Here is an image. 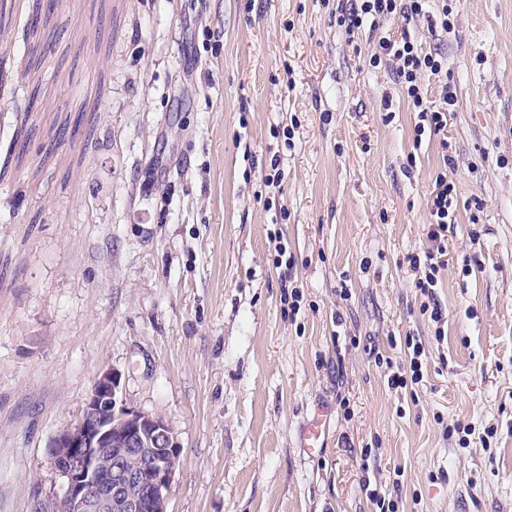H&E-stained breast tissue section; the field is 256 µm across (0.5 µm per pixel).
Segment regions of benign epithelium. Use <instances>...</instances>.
I'll use <instances>...</instances> for the list:
<instances>
[{
    "mask_svg": "<svg viewBox=\"0 0 512 512\" xmlns=\"http://www.w3.org/2000/svg\"><path fill=\"white\" fill-rule=\"evenodd\" d=\"M121 374L102 373L80 417L49 444L50 464L63 478L61 512H167L179 448L160 417L119 398ZM135 457L138 465L124 460ZM134 486L136 495L124 494Z\"/></svg>",
    "mask_w": 512,
    "mask_h": 512,
    "instance_id": "1",
    "label": "benign epithelium"
}]
</instances>
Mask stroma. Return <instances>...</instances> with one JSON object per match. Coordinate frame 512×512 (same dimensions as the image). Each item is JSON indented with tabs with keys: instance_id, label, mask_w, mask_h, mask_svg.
<instances>
[{
	"instance_id": "35a3bbf8",
	"label": "stroma",
	"mask_w": 512,
	"mask_h": 512,
	"mask_svg": "<svg viewBox=\"0 0 512 512\" xmlns=\"http://www.w3.org/2000/svg\"><path fill=\"white\" fill-rule=\"evenodd\" d=\"M32 3L0 0V161L29 131L0 181V512L60 496L49 442L112 369L174 433L170 512H375L369 487L390 512H512V0H430L355 36L336 0H53L31 68ZM404 37L448 60L438 134L369 64ZM441 174L439 342L406 257ZM409 336L424 380L396 391ZM318 400L335 421L309 457ZM333 422V409L322 401H316L310 408L299 436V448L305 452H321L326 448V435Z\"/></svg>"
}]
</instances>
